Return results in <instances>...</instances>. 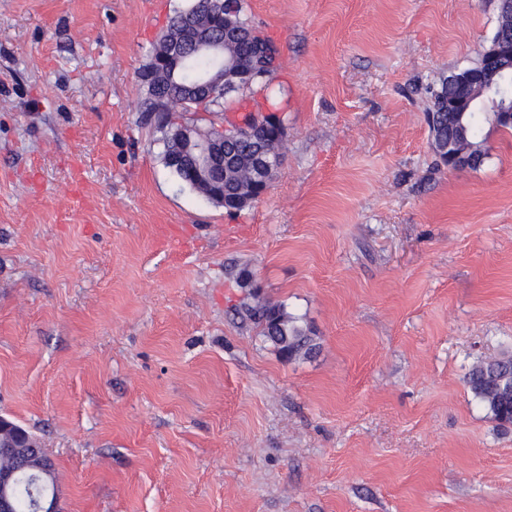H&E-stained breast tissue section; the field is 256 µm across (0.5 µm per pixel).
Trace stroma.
<instances>
[{"instance_id":"35a3bbf8","label":"stroma","mask_w":512,"mask_h":512,"mask_svg":"<svg viewBox=\"0 0 512 512\" xmlns=\"http://www.w3.org/2000/svg\"><path fill=\"white\" fill-rule=\"evenodd\" d=\"M189 0H0V415L62 512H512V135L436 157L427 88L495 0H245L286 129L235 214L182 187L139 74ZM318 353L285 360L247 308ZM249 317L262 327L261 334L286 359L310 358L319 348L315 336L288 313L283 305L264 304L247 309ZM473 396L499 424H512V355L477 361L466 375Z\"/></svg>"}]
</instances>
